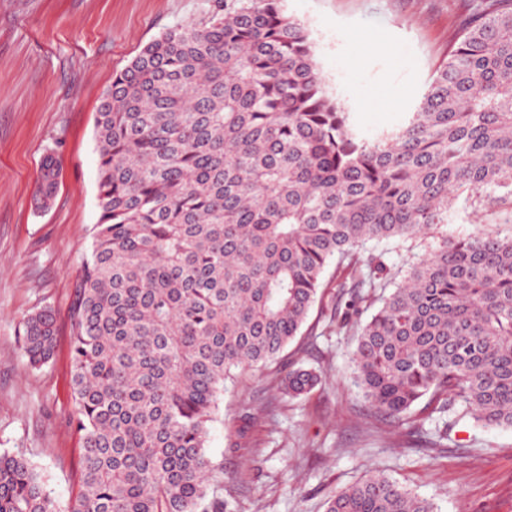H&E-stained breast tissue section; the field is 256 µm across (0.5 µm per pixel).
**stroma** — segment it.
I'll return each mask as SVG.
<instances>
[{"instance_id": "1", "label": "stroma", "mask_w": 512, "mask_h": 512, "mask_svg": "<svg viewBox=\"0 0 512 512\" xmlns=\"http://www.w3.org/2000/svg\"><path fill=\"white\" fill-rule=\"evenodd\" d=\"M204 0H0V452L40 471L59 512L81 490L71 390L70 303L92 245L95 124L112 77L152 39L196 18ZM471 0H284L316 46L327 88L370 137L417 104L460 35ZM61 161L48 205L36 197L44 155ZM322 296L281 358L226 384L207 453L224 512H325L326 501L381 472L441 512H512V430L413 408L399 426L355 386L347 298L327 269ZM51 308L52 360L32 367L22 323ZM303 367L323 383L292 398L270 382Z\"/></svg>"}]
</instances>
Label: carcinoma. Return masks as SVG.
<instances>
[{
  "label": "carcinoma",
  "instance_id": "obj_1",
  "mask_svg": "<svg viewBox=\"0 0 512 512\" xmlns=\"http://www.w3.org/2000/svg\"><path fill=\"white\" fill-rule=\"evenodd\" d=\"M283 0H208L112 77L96 119L98 209L70 307L82 491L71 512H223L206 453L226 381L275 361L336 263L364 399L399 422L422 399L512 429V0H473L403 124L367 138L329 96ZM60 163L40 165L42 205ZM507 234H448L458 208ZM431 239L396 272L370 241ZM371 312L368 320L359 316ZM29 363L52 358L44 308ZM291 397L311 369L272 378ZM0 512H58L0 453ZM326 512H438L374 474Z\"/></svg>",
  "mask_w": 512,
  "mask_h": 512
}]
</instances>
